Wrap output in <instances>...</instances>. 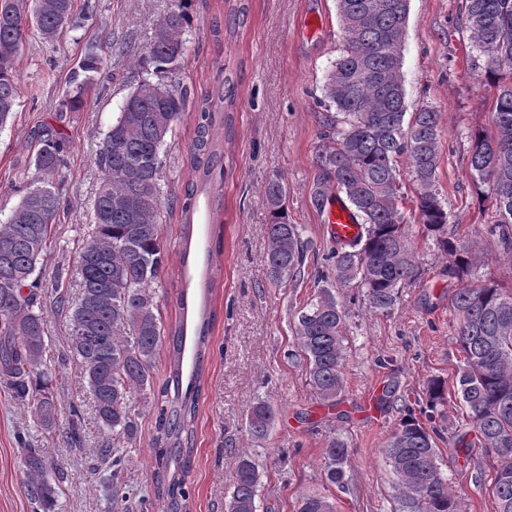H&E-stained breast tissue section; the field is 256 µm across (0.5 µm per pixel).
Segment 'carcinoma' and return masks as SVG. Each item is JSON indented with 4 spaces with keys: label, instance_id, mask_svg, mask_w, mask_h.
Here are the masks:
<instances>
[{
    "label": "carcinoma",
    "instance_id": "1",
    "mask_svg": "<svg viewBox=\"0 0 512 512\" xmlns=\"http://www.w3.org/2000/svg\"><path fill=\"white\" fill-rule=\"evenodd\" d=\"M192 0H171L157 20L146 55L156 80L144 79L124 99L96 154L102 172L93 202V230L78 255L80 297L69 308L56 276L53 306L70 310V353L92 395L98 421L112 430V444L137 436L135 408L143 403L156 412L155 498L141 497L136 512H187L183 443L194 433L200 387L197 375L182 386L186 328L180 322L165 329L154 284L168 257L163 238L162 169L174 126L190 97L173 78L186 46ZM229 33L244 24L246 0H228ZM344 42L323 86L324 143L315 162L319 171L315 204L320 207L334 189L349 202L360 226L357 238L334 252L337 284L362 291L369 308L391 312L400 290L419 278L421 262L399 208L398 158L408 159L417 185L416 211L423 234L448 258L444 275L462 281L475 275L479 260L452 241L448 201L440 191L438 113L424 108L405 123L402 46L409 0H336ZM464 31L473 65L485 60V78L497 89L494 133L471 132L473 184L489 188L498 220L488 228L512 251V0H463ZM80 25L73 0H0V128L18 105L15 61L29 36L54 41L68 27ZM104 69L98 48L87 49L57 99V111L74 112L85 86ZM234 83L219 67L213 86L194 102L196 135L187 164L193 179L181 200L184 242H189L197 198L204 192L220 201L224 181V127L232 121ZM33 166L41 178L27 187L7 221L0 224V387L33 408L47 433L60 431L52 375L43 369L45 319L41 306V268L52 225L61 208L54 183L65 163L66 145L58 133H36ZM264 196L268 224V273L278 286L301 277L307 243L298 224L288 223L287 188L270 180ZM452 340L462 355L453 380L457 397L468 408L481 447L494 455L490 492L496 512H512V291L494 283L459 288L451 299ZM210 318L202 314L195 329V370H200ZM347 312L329 288H320L304 303L294 324L296 350L319 403L338 405L347 356ZM172 341V372L154 388L151 368L163 344ZM446 381L431 379L419 409H403L398 427L383 448L396 476L394 512H457L456 494L439 463L436 417L446 397ZM425 416L421 421L417 414ZM275 418L271 404L256 401L248 414L254 438L267 435ZM326 478L343 484L348 445L329 433L323 449ZM97 455L120 476L123 455L100 448ZM48 463L36 448L23 449L28 475L26 494L39 512H55L56 491L45 480ZM260 472L253 453L238 457L237 477L228 512H257ZM298 512H335L321 493L301 499Z\"/></svg>",
    "mask_w": 512,
    "mask_h": 512
}]
</instances>
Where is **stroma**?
I'll return each instance as SVG.
<instances>
[{
  "mask_svg": "<svg viewBox=\"0 0 512 512\" xmlns=\"http://www.w3.org/2000/svg\"><path fill=\"white\" fill-rule=\"evenodd\" d=\"M95 6L81 29L48 42L29 38L17 62L19 106L11 124L0 130V219L18 205L25 187L37 179L29 160L34 131L60 132L68 144L60 172L64 202L43 258L42 280L77 298L78 253L92 231V201L101 173L96 153L118 116L126 95L146 77L136 66L157 18L170 0H74L75 10ZM461 0H410L403 41L402 73L408 112L431 108L439 114V185L448 201L459 244L481 260L474 281L496 282L512 290V258L501 241L487 233L495 205L478 196L470 176L469 131L490 129L496 90L483 69L474 67L462 29ZM245 25L234 38L214 40L210 29L224 22V0H193L187 50L176 72L181 83L205 92L218 67L236 88L232 122L224 134V206L197 201L191 244L181 245L180 208L165 212L163 236L168 262L155 285L164 325L195 327L201 309L213 311L202 364L186 349L184 376L198 374L200 397L195 431L183 451L189 512H227L236 480L238 452L255 453L261 475L259 512H297L299 500L313 492L336 504V512H392L395 477L382 449L404 406L425 396L432 377L453 381L461 355L452 342L451 298L456 283L443 275V258L419 231L416 187L400 161L403 214L422 265L421 276L402 288L388 314L372 312L354 288L336 289L348 309L350 344L338 410L319 405L306 369L291 357L294 314L331 275L325 256L334 249L327 210L317 208L314 190L320 144L319 104L326 74L343 45L335 0H248ZM103 44L106 65L87 87L80 110L55 112L59 91L87 45ZM195 135V114L185 110L164 157L162 187L179 199L191 179L186 154ZM288 190V221L303 227L317 254L298 285L271 284L267 275L270 214L263 190L271 179ZM45 362L55 379L59 418L71 409L81 414L80 446L62 434L45 435L29 409L0 389V512H34L20 461L22 444L42 449L56 481L55 512H112V479L95 470L96 449L112 441L97 421L87 384L69 353V320L45 307ZM269 400L276 413L268 435L251 437L246 418L254 401ZM349 412L348 420L338 417ZM437 423L440 464L458 494V512H495L486 489L494 458L481 449L468 415L448 393ZM137 438L122 444L128 461L124 481L135 496L154 493L155 413L137 414ZM348 444L345 485L330 484L323 450L330 432ZM472 446L471 458L459 452Z\"/></svg>",
  "mask_w": 512,
  "mask_h": 512,
  "instance_id": "obj_1",
  "label": "stroma"
}]
</instances>
